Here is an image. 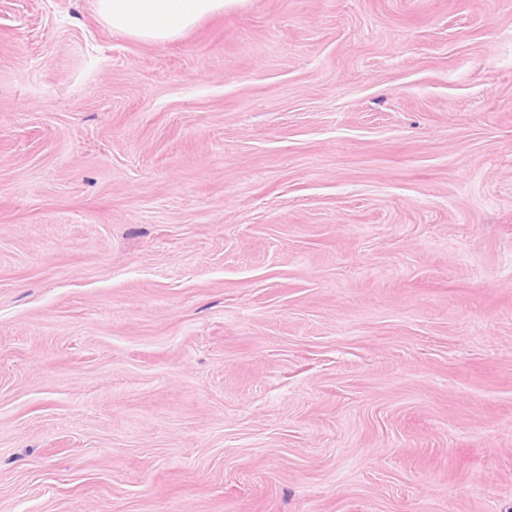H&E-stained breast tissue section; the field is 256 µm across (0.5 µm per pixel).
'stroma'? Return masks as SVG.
I'll list each match as a JSON object with an SVG mask.
<instances>
[{
  "mask_svg": "<svg viewBox=\"0 0 512 512\" xmlns=\"http://www.w3.org/2000/svg\"><path fill=\"white\" fill-rule=\"evenodd\" d=\"M0 512H512V0H0ZM240 1L97 0L96 4L100 19L112 30L144 42H166Z\"/></svg>",
  "mask_w": 512,
  "mask_h": 512,
  "instance_id": "35a3bbf8",
  "label": "stroma"
}]
</instances>
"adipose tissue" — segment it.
<instances>
[{
  "label": "adipose tissue",
  "mask_w": 512,
  "mask_h": 512,
  "mask_svg": "<svg viewBox=\"0 0 512 512\" xmlns=\"http://www.w3.org/2000/svg\"><path fill=\"white\" fill-rule=\"evenodd\" d=\"M237 0H97L100 19L113 30L144 42L179 38L202 19Z\"/></svg>",
  "instance_id": "ef3b65f1"
}]
</instances>
